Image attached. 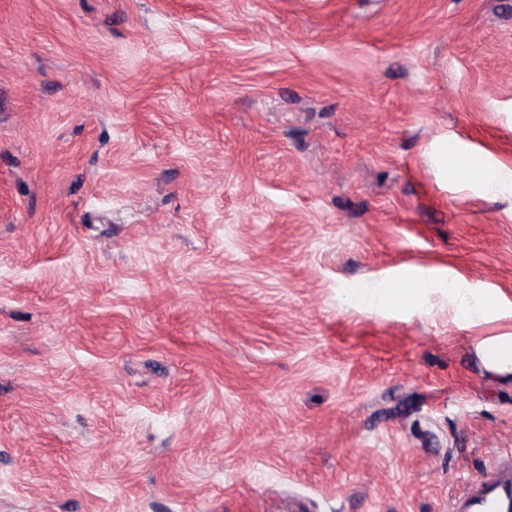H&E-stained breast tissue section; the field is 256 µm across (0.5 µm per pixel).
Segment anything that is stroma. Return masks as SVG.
I'll list each match as a JSON object with an SVG mask.
<instances>
[{
	"mask_svg": "<svg viewBox=\"0 0 512 512\" xmlns=\"http://www.w3.org/2000/svg\"><path fill=\"white\" fill-rule=\"evenodd\" d=\"M445 148L512 171V0H0V512H450L512 184ZM454 282H449L448 293L455 298H458L456 309L462 319L467 321H475L485 318L493 313L497 305L491 298H474L468 299L462 295L460 288H453ZM427 289L423 284H414L408 288H375L373 296L379 300V305L401 303L406 300H417Z\"/></svg>",
	"mask_w": 512,
	"mask_h": 512,
	"instance_id": "1",
	"label": "stroma"
}]
</instances>
